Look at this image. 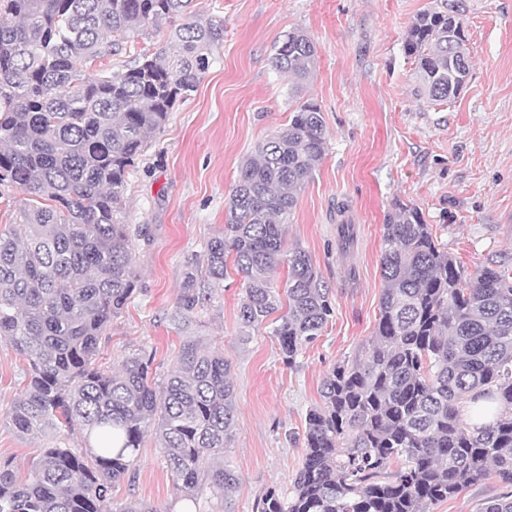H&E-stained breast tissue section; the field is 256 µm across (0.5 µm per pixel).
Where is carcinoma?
I'll return each mask as SVG.
<instances>
[{
    "label": "carcinoma",
    "instance_id": "obj_1",
    "mask_svg": "<svg viewBox=\"0 0 512 512\" xmlns=\"http://www.w3.org/2000/svg\"><path fill=\"white\" fill-rule=\"evenodd\" d=\"M192 3L0 0V185L20 188L27 201L19 228L0 234V340L28 364L7 418L19 433L51 440L26 476L0 461V512H158L140 500L110 508L112 488L134 472L149 430L186 497L206 486L226 497L238 486L230 466L211 465L232 440L224 355L186 339L161 387L140 354L117 372L96 363L102 336L137 291L123 220L127 175L208 72L224 35L222 24L198 20ZM178 17L173 52L147 48L125 70L96 68L128 33ZM404 52L430 100L456 97L471 72L461 10L450 3L421 11ZM318 60L316 42L298 28L274 46L273 66L293 79L288 97L299 103L241 164L224 234L201 259L220 281L234 256L245 329L281 309L285 293L274 335L288 365L333 312L310 255L282 251L297 192L325 155L320 108L299 96ZM284 261L279 288L270 272ZM381 277L370 348L324 378L321 402L305 418L292 490H269L256 512H429L491 474L512 484V272L502 264L466 272L416 205L397 200L384 219ZM202 300L190 271L173 321L186 325ZM480 397L497 414L471 424L463 403ZM75 428L81 448L61 440ZM482 512H512V495Z\"/></svg>",
    "mask_w": 512,
    "mask_h": 512
}]
</instances>
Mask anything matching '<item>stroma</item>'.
<instances>
[{
  "label": "stroma",
  "mask_w": 512,
  "mask_h": 512,
  "mask_svg": "<svg viewBox=\"0 0 512 512\" xmlns=\"http://www.w3.org/2000/svg\"><path fill=\"white\" fill-rule=\"evenodd\" d=\"M446 0H196L201 21L224 24L215 61L196 89L173 107L164 129L128 177L125 221L149 227L136 240L139 288L113 318L97 362L115 372L138 353L156 376L171 371L185 336L231 364L236 412L224 461L239 485L228 498L204 492L197 512H256L270 489L289 492L304 454L308 410L342 361L359 358L379 318L384 217L395 200L421 210L441 248L467 272L502 262L512 267V0H458L472 61L469 82L447 104L418 89L416 64L403 51L406 32L425 7ZM310 34L319 62L305 86L319 106L327 148L297 195L286 244L300 247L330 289L333 312L321 336L293 364L280 356L268 325L242 335V281L228 271L186 332L170 315L184 277L226 222L225 203L241 162L288 122V79L271 62L288 29ZM353 226L342 247L339 224ZM26 362L0 342V459L27 473L43 438L23 435L5 414L25 387ZM512 492L496 476L436 502L429 512H480ZM144 501L176 512L185 501L154 433H146L134 482L119 481L112 505Z\"/></svg>",
  "instance_id": "obj_1"
}]
</instances>
